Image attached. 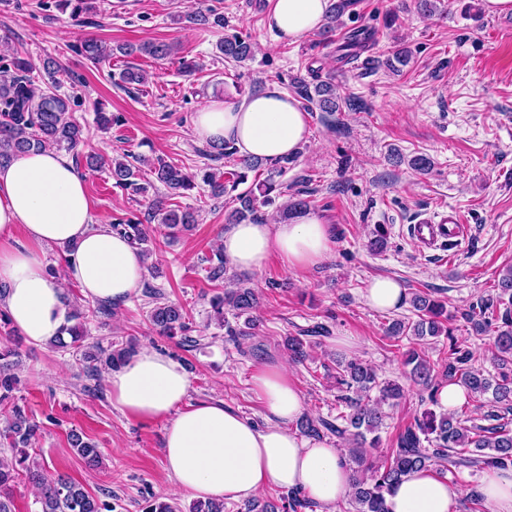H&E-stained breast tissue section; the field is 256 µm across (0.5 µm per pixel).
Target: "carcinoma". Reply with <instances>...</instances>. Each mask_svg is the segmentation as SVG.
<instances>
[{
    "mask_svg": "<svg viewBox=\"0 0 512 512\" xmlns=\"http://www.w3.org/2000/svg\"><path fill=\"white\" fill-rule=\"evenodd\" d=\"M58 7L70 10V15L78 17L93 10L92 0H58ZM186 20L202 28L224 27V16L213 9L192 11ZM216 47L224 58L241 63L253 56L252 42L238 36L220 39ZM116 50L124 55L138 51L155 60L168 59L173 46L166 42L148 41L134 49L119 45ZM78 52L87 60L97 63L108 56L107 47L101 40L89 37L83 40ZM43 68L51 85L39 89L28 78L35 65L28 57L13 53L0 59V165L32 151L44 148L73 150L82 141L83 128L76 119L72 108L71 96L57 90L58 81L54 74L58 72L56 63L48 60ZM295 94L307 104H313L322 112L340 111V97L336 85L315 77L307 81L298 79L293 82ZM290 163V158L264 161L258 158H246L240 161V169L230 172L229 178L221 174L206 171L203 182L211 188L212 196H224L227 189H235L247 180V173L271 164L281 170ZM155 180L164 185L171 196H182L184 192L196 187L195 176L183 168L156 159L151 166ZM112 180L115 185L130 189L137 195L148 191V185L137 181L136 167L120 160L112 161ZM277 185L268 178L257 184V191L243 192L235 196L237 206L227 215V223L238 224L245 220H258V205H269L275 201L273 193ZM148 220H159L170 229V237L197 223L195 212L190 209L172 208L161 199L150 203ZM112 230L126 236L135 244L147 242L143 224L112 225ZM207 279L216 282L224 278L227 262L217 250L209 259ZM496 296L479 299L470 305L465 317L472 326L487 332L496 329L494 336L495 359L499 369V379L491 382L474 366L471 352L457 344L451 328L448 327V309L443 301L431 300L419 294H413L410 304L416 312L417 320L405 322L396 320L386 329L388 337L394 339L413 337L424 340L427 337L445 335L450 341L448 356L437 366L430 362L424 353L411 347L404 354V376L410 384L420 387L427 393L429 407L413 421L406 424L398 433L395 447L390 449L381 462L373 465L367 461L366 448H373L379 442L375 432L383 424V412L380 402L373 403L370 393L377 389L381 402L395 400L401 396L402 387L396 383L379 380L376 372L362 361L351 358L336 361V385L345 390L339 401L345 404L347 411L336 414V421L321 417L302 416L297 427L300 432L312 439H320L330 433L347 445L345 458L352 473V505L354 512H387L386 498L393 488L408 474L417 470L446 472L454 474L463 468L475 472L512 467V428L508 416L512 415V267L508 269L498 283ZM259 304L255 290L239 282L233 288L213 295L210 299L211 318L226 328L230 336H248L256 327L253 310ZM232 312L234 318H244L245 328H234L226 321L225 313ZM153 324L162 336H176L187 330V323L181 307L173 303H160L150 314ZM70 336L65 342L64 336ZM82 332L74 326L65 325L55 342L61 347L82 348ZM290 357L303 361L308 357V349L313 347L310 341L300 336H290L286 341ZM99 355L104 364L112 369L126 363L134 353L131 345L110 350L100 348ZM15 351L0 344V402L11 397L16 377L10 373L8 358ZM460 382L470 397L477 400L487 393L500 405V409L486 414L492 425L468 427L453 412L438 414L434 407L439 405V392L443 384ZM39 425L30 421L20 410L15 409L13 418L0 435L9 447L16 450L11 460L0 463V512H13L12 486L20 473L40 489L38 502L41 512H103L108 505L90 495L83 486L69 477L52 476L43 465L30 460L27 448L35 441ZM73 447L87 464L97 465L101 454L96 444L85 442L78 435H72ZM316 503L300 491H291L283 497L282 505L262 504L258 501L247 505V512H298L300 509H313Z\"/></svg>",
    "mask_w": 512,
    "mask_h": 512,
    "instance_id": "1",
    "label": "carcinoma"
}]
</instances>
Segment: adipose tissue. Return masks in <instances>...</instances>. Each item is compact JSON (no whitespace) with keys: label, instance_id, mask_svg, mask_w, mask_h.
I'll return each instance as SVG.
<instances>
[{"label":"adipose tissue","instance_id":"1","mask_svg":"<svg viewBox=\"0 0 512 512\" xmlns=\"http://www.w3.org/2000/svg\"><path fill=\"white\" fill-rule=\"evenodd\" d=\"M267 26L276 40L295 42L322 29L329 0H269ZM204 143L230 142L241 156L274 159L296 152L309 134L296 101L269 85L239 103L209 102L192 121ZM83 177L69 157L46 148L0 165V284L12 325L40 344L65 322L64 290L52 278L47 249L67 250L66 273L84 298L125 302L141 285L146 261L130 240L108 226H93ZM234 268L261 272L272 256L292 268L327 261L333 248L329 225L305 209L279 224L231 225L220 242ZM106 383L112 402L145 420L168 419L163 454L177 487L194 497L238 502L270 487L300 490L334 512L352 491L341 449L292 430L304 403L287 368L260 367L254 391L265 410L264 425L221 400L192 403L191 381L171 356L145 347ZM462 488L430 471L404 477L388 497L390 512H456Z\"/></svg>","mask_w":512,"mask_h":512}]
</instances>
